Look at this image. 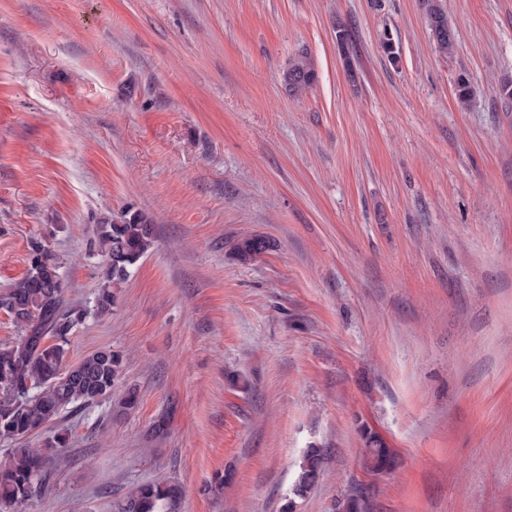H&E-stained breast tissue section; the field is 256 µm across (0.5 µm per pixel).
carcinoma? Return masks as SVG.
I'll return each mask as SVG.
<instances>
[{"label":"carcinoma","mask_w":512,"mask_h":512,"mask_svg":"<svg viewBox=\"0 0 512 512\" xmlns=\"http://www.w3.org/2000/svg\"><path fill=\"white\" fill-rule=\"evenodd\" d=\"M429 26L439 50H451L448 19L437 5L428 9ZM283 82L294 95L317 82V71L308 53L302 51L288 63ZM155 225L142 212H124L119 218H102L96 226L94 247L103 258L101 280L94 311L105 313L155 241ZM61 262L38 240L30 243L26 274L0 292V310L6 312L21 335L0 345V441H11L0 461V512H15L17 504L44 488L45 454L29 448L27 437L42 430L65 409L88 406L112 395L125 362L121 352L100 348L80 361L66 364L67 342L72 330L85 317L81 309L64 306ZM365 463L375 472L395 465L393 452L374 436L365 435ZM325 449H306L291 488L285 512H294L322 476ZM182 492L178 484L160 480L132 488L112 504L113 512H179ZM341 512H367L360 493L339 504Z\"/></svg>","instance_id":"1"}]
</instances>
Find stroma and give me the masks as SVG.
Returning a JSON list of instances; mask_svg holds the SVG:
<instances>
[{"label": "stroma", "instance_id": "1", "mask_svg": "<svg viewBox=\"0 0 512 512\" xmlns=\"http://www.w3.org/2000/svg\"><path fill=\"white\" fill-rule=\"evenodd\" d=\"M438 4L445 54L427 0H0V290L42 241L89 311L68 363L125 355L111 398L30 438L46 485L17 512H112L160 477L182 512H281L311 447L296 512H512V0ZM125 210L156 240L96 315L90 244ZM428 19L439 50L443 53H448L452 48L453 42L451 32L448 29L446 15L439 6L431 3L428 9ZM317 71L307 52H299L288 63L283 73V82L294 95L302 94L317 82ZM368 454L365 463L375 472H386L395 465V457L390 448H386L371 434L364 433ZM325 449L311 447L306 449L298 466V472L291 488L292 497L285 505V512H294L296 499L302 500L318 483L322 476Z\"/></svg>", "mask_w": 512, "mask_h": 512}]
</instances>
